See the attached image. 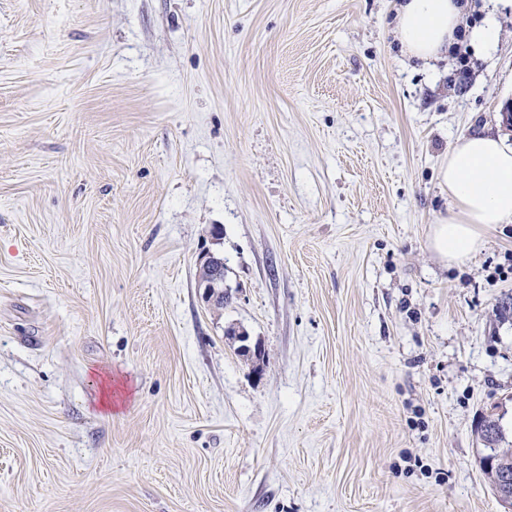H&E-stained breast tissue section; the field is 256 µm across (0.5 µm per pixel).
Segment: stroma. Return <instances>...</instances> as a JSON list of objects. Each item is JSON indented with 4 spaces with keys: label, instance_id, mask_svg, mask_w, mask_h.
Segmentation results:
<instances>
[{
    "label": "stroma",
    "instance_id": "stroma-1",
    "mask_svg": "<svg viewBox=\"0 0 512 512\" xmlns=\"http://www.w3.org/2000/svg\"><path fill=\"white\" fill-rule=\"evenodd\" d=\"M497 20L433 73L395 0H0V512H502L512 224L429 245ZM200 283L204 288L202 299L212 309H223L224 299V259L219 254L206 251L200 256ZM500 416L491 413L482 419V424L478 430V438L480 441L485 442L483 445L486 448H496V452L500 454V462L508 464L507 469L500 467L485 468L484 472L494 490L495 486L501 479L504 478V473L512 480V441H506L503 435L504 427L501 424ZM506 479L496 487V496L504 508V512L512 511V483Z\"/></svg>",
    "mask_w": 512,
    "mask_h": 512
}]
</instances>
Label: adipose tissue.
<instances>
[{
  "label": "adipose tissue",
  "instance_id": "1",
  "mask_svg": "<svg viewBox=\"0 0 512 512\" xmlns=\"http://www.w3.org/2000/svg\"><path fill=\"white\" fill-rule=\"evenodd\" d=\"M465 0H399L396 22L402 53L421 68L436 69L458 43ZM448 191V213L430 235L431 248L447 263L477 253L485 230L512 224V145L487 133L458 138L440 170Z\"/></svg>",
  "mask_w": 512,
  "mask_h": 512
}]
</instances>
